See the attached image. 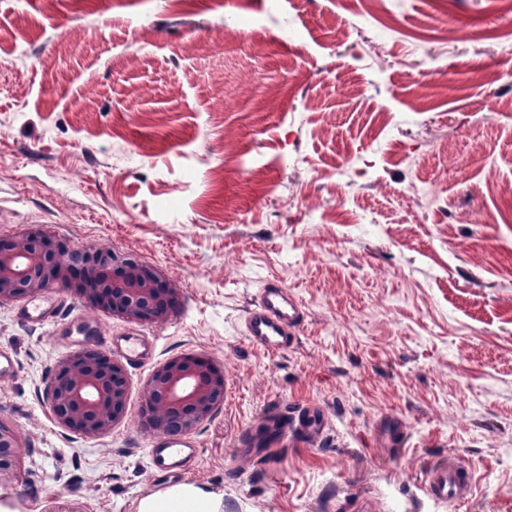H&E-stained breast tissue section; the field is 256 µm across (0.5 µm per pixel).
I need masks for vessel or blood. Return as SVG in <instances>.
<instances>
[{"instance_id":"obj_1","label":"vessel or blood","mask_w":512,"mask_h":512,"mask_svg":"<svg viewBox=\"0 0 512 512\" xmlns=\"http://www.w3.org/2000/svg\"><path fill=\"white\" fill-rule=\"evenodd\" d=\"M62 302L46 298L25 304L22 319L33 322H52L62 337H88L90 345H107L123 357L127 364L140 368L155 356L153 337L135 331L110 336L95 334L93 326L82 317L61 314ZM303 303L282 284L269 282L260 288L244 317V335L255 347L272 354L287 352L305 322ZM295 422L309 438H317L325 428L323 411L314 405L299 410ZM150 467L156 477L157 495L187 482L199 458L196 439L183 434H166L151 439L148 448ZM473 472L462 463L444 460L429 465L424 472V487L432 498L459 502L471 492Z\"/></svg>"}]
</instances>
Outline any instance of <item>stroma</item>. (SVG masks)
I'll use <instances>...</instances> for the list:
<instances>
[{
  "label": "stroma",
  "mask_w": 512,
  "mask_h": 512,
  "mask_svg": "<svg viewBox=\"0 0 512 512\" xmlns=\"http://www.w3.org/2000/svg\"><path fill=\"white\" fill-rule=\"evenodd\" d=\"M511 47L512 0H0V238L130 254L179 292L97 438L47 403L78 343L0 304V423L28 448L0 512H139L144 390L186 353L227 377L190 479L217 512H512ZM268 280L307 312L280 355L243 335ZM308 403L318 441L259 425ZM248 427L265 457L234 454ZM449 456L475 475L455 504L422 487Z\"/></svg>",
  "instance_id": "obj_1"
}]
</instances>
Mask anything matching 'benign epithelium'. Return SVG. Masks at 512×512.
Returning a JSON list of instances; mask_svg holds the SVG:
<instances>
[{
    "instance_id": "7a95c632",
    "label": "benign epithelium",
    "mask_w": 512,
    "mask_h": 512,
    "mask_svg": "<svg viewBox=\"0 0 512 512\" xmlns=\"http://www.w3.org/2000/svg\"><path fill=\"white\" fill-rule=\"evenodd\" d=\"M53 287L73 288L90 309H104L127 321H165L178 293L154 267L110 249L76 252L45 234L0 239V304ZM224 367L187 353L153 373L144 393L142 427L167 434L172 424L189 433L209 420L224 399ZM61 426L89 438L112 431L126 414L127 386L121 369L94 348L63 357L47 394ZM28 448L11 428L0 424V488L19 481Z\"/></svg>"
}]
</instances>
